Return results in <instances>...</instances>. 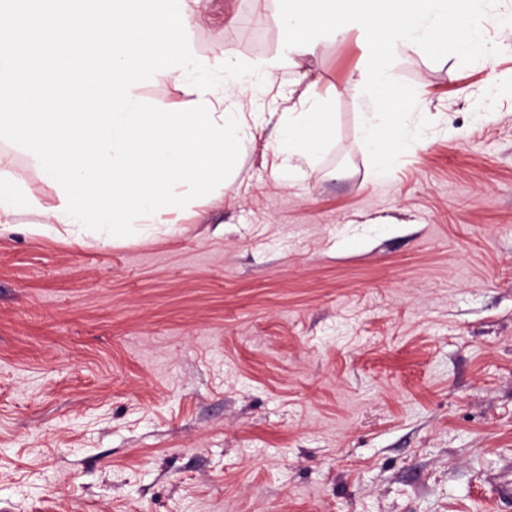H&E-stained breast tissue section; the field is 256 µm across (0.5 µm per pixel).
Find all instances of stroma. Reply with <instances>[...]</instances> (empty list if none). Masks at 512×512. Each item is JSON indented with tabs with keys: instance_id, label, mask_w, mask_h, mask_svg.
<instances>
[{
	"instance_id": "35a3bbf8",
	"label": "stroma",
	"mask_w": 512,
	"mask_h": 512,
	"mask_svg": "<svg viewBox=\"0 0 512 512\" xmlns=\"http://www.w3.org/2000/svg\"><path fill=\"white\" fill-rule=\"evenodd\" d=\"M277 0H209L196 55L300 72L335 130L293 181L245 143L204 220L123 245L0 236V512H512V38L492 60L404 50L431 113L375 178L347 90L357 32L284 48ZM14 171L55 181L9 141Z\"/></svg>"
}]
</instances>
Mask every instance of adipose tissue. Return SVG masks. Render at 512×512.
Masks as SVG:
<instances>
[{"instance_id":"adipose-tissue-1","label":"adipose tissue","mask_w":512,"mask_h":512,"mask_svg":"<svg viewBox=\"0 0 512 512\" xmlns=\"http://www.w3.org/2000/svg\"><path fill=\"white\" fill-rule=\"evenodd\" d=\"M310 72H303L297 83L300 110L249 112L245 119L248 139L265 136V148L274 157L273 178L285 179L292 158L313 159L319 154L334 128V115L328 109L329 97L316 90Z\"/></svg>"}]
</instances>
